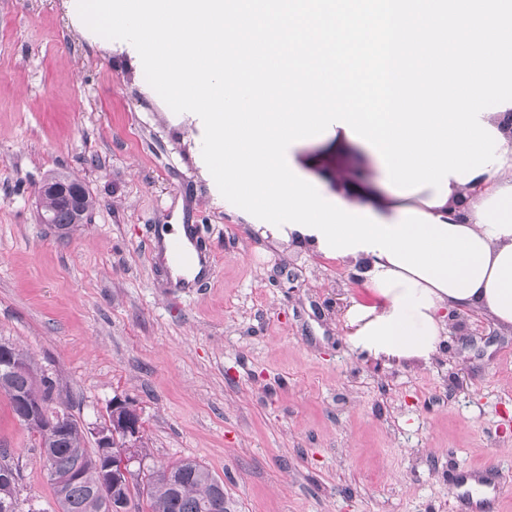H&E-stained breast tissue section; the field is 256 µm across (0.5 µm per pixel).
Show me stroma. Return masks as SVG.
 Wrapping results in <instances>:
<instances>
[{"mask_svg":"<svg viewBox=\"0 0 512 512\" xmlns=\"http://www.w3.org/2000/svg\"><path fill=\"white\" fill-rule=\"evenodd\" d=\"M203 135L63 0H0V336L82 423L133 403L148 463L201 462L230 512H468L450 484L468 469L506 485L481 512H512V326L453 312L425 369L356 354L344 314L362 281L225 206ZM57 172L96 199L66 236L34 193ZM169 224L202 225L217 255L189 297L156 254ZM1 446L20 459L23 512H54L0 395Z\"/></svg>","mask_w":512,"mask_h":512,"instance_id":"1","label":"stroma"}]
</instances>
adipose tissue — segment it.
I'll use <instances>...</instances> for the list:
<instances>
[{"mask_svg": "<svg viewBox=\"0 0 512 512\" xmlns=\"http://www.w3.org/2000/svg\"><path fill=\"white\" fill-rule=\"evenodd\" d=\"M486 125L501 133L498 152L502 166H487L469 182L448 177L449 195L435 205L436 192L428 187L397 195L383 181L385 173L375 152L336 128L317 144V160L304 159L300 145L289 148L292 165L314 176L324 163L332 181L329 197L351 210L370 211L388 224L399 223L406 210L428 213L457 228L470 229L486 243L489 266L476 291L458 298L398 266L377 251H356L343 256L347 271L360 279L370 303L352 302L345 313L353 351L396 363L429 364L445 339L450 311L467 309L485 313L512 325V107L483 114Z\"/></svg>", "mask_w": 512, "mask_h": 512, "instance_id": "1", "label": "adipose tissue"}]
</instances>
